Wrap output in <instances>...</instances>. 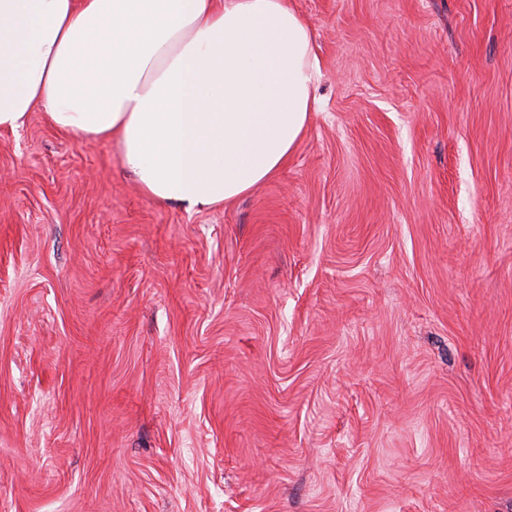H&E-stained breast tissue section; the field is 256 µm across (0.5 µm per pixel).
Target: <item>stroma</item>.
<instances>
[{"instance_id":"35a3bbf8","label":"stroma","mask_w":512,"mask_h":512,"mask_svg":"<svg viewBox=\"0 0 512 512\" xmlns=\"http://www.w3.org/2000/svg\"><path fill=\"white\" fill-rule=\"evenodd\" d=\"M320 109L192 211L0 130V512H512V0H294Z\"/></svg>"}]
</instances>
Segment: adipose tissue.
<instances>
[{
  "label": "adipose tissue",
  "instance_id": "ef3b65f1",
  "mask_svg": "<svg viewBox=\"0 0 512 512\" xmlns=\"http://www.w3.org/2000/svg\"><path fill=\"white\" fill-rule=\"evenodd\" d=\"M318 71L292 0H0V129L42 108L114 142L160 204L221 206L276 174Z\"/></svg>",
  "mask_w": 512,
  "mask_h": 512
}]
</instances>
